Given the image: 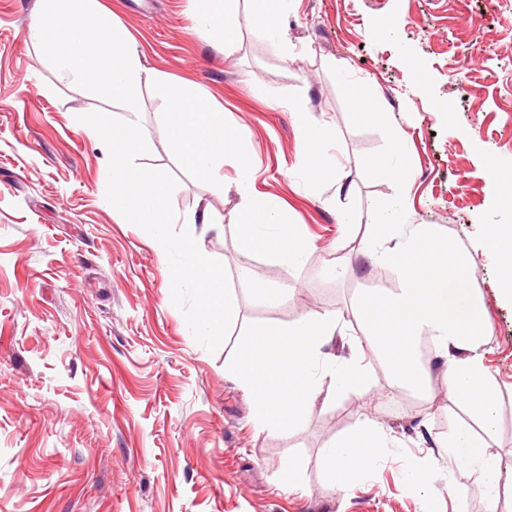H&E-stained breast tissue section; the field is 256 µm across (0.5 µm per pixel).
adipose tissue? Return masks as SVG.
<instances>
[{
  "instance_id": "adipose-tissue-1",
  "label": "adipose tissue",
  "mask_w": 512,
  "mask_h": 512,
  "mask_svg": "<svg viewBox=\"0 0 512 512\" xmlns=\"http://www.w3.org/2000/svg\"><path fill=\"white\" fill-rule=\"evenodd\" d=\"M233 2L193 0L198 29L223 46L228 56L237 49L236 26L228 19ZM402 213V199L392 196L375 226L369 249L375 261L397 267L404 284L396 292L362 299L358 313L381 349L391 354L395 382L411 385L425 376L418 341L430 336L448 364L449 392L466 399L475 416L490 420L496 389L483 365L487 327L468 288L472 266L466 259H448L431 225L415 224L401 231ZM427 264L435 273L420 279L419 271ZM396 445L375 420H359L352 436L324 449L323 470L330 482L347 485L357 472L371 467L377 449ZM447 447L448 461L459 473L479 474L490 492H497L503 470L485 443L462 433Z\"/></svg>"
}]
</instances>
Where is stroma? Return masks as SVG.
I'll use <instances>...</instances> for the list:
<instances>
[{
	"label": "stroma",
	"mask_w": 512,
	"mask_h": 512,
	"mask_svg": "<svg viewBox=\"0 0 512 512\" xmlns=\"http://www.w3.org/2000/svg\"><path fill=\"white\" fill-rule=\"evenodd\" d=\"M99 2L147 66L202 85L252 139L254 189L302 226L307 260L253 257L257 276L288 285L287 302L269 308L239 294V319L216 351L188 336L167 262L146 231L113 217L107 158L77 121L123 118L121 104L61 82L41 60L27 39L36 0H0V512H488L479 475L449 474L450 495L404 482L412 459L443 460L472 418L449 397L435 350L425 357L430 390L395 384L356 305L401 286L365 245L376 214L401 194L404 223L433 225L474 267L469 287L489 324L484 366L497 386L483 439L511 466L512 296L488 239L491 225H512L507 188L492 177L512 167V0H295L279 21L284 49L249 23L254 0H238L229 56L199 32L190 0ZM162 110L144 90L152 147L139 163L176 179L177 216L209 212L201 243L236 281L237 167L225 160L221 192L189 176L169 151ZM309 128L321 131L340 186L313 189ZM342 210L354 228L338 224ZM324 312L360 341L368 394L326 390L298 427L257 429L250 394L224 377L245 326ZM364 416L399 445L335 486L322 450ZM291 456L304 462L295 491L279 470Z\"/></svg>",
	"instance_id": "stroma-1"
}]
</instances>
